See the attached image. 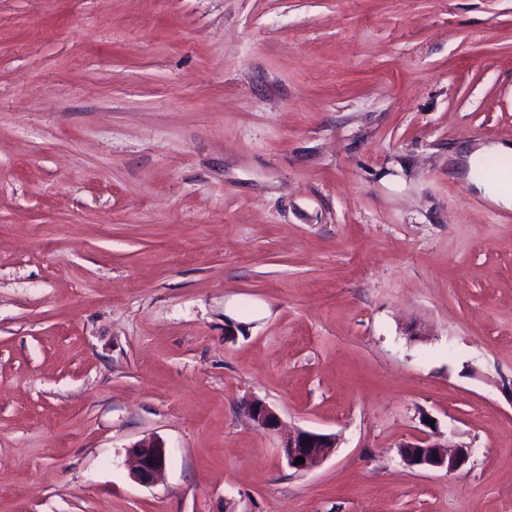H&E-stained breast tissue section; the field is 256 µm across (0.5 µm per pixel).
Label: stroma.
<instances>
[{"mask_svg": "<svg viewBox=\"0 0 512 512\" xmlns=\"http://www.w3.org/2000/svg\"><path fill=\"white\" fill-rule=\"evenodd\" d=\"M490 142L512 0H0V512H512ZM244 411L248 418L259 428L275 431L279 427L278 414L260 398L248 400L244 405ZM338 443L336 434L298 430L285 438L280 452L289 468L304 473L320 466L335 452ZM297 457H303L304 463L295 465ZM399 448H415L408 454H400L403 463L412 469L455 472L467 464L471 448L456 446L447 448L429 433L411 437L400 444ZM133 459L134 478L143 484H152L163 472L167 462V449L156 438H147L129 447Z\"/></svg>", "mask_w": 512, "mask_h": 512, "instance_id": "1", "label": "stroma"}]
</instances>
